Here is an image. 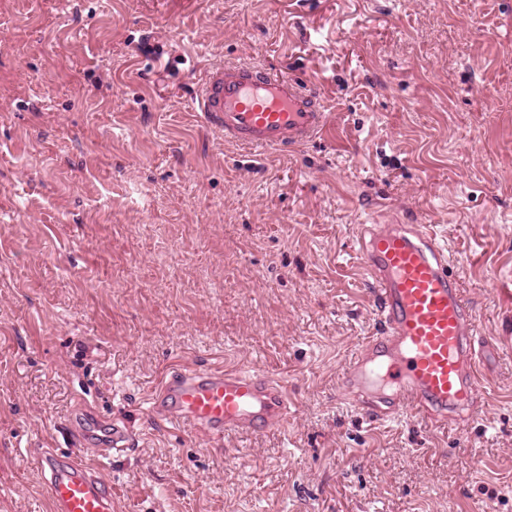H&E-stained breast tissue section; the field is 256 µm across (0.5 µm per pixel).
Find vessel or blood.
I'll use <instances>...</instances> for the list:
<instances>
[{"label":"vessel or blood","mask_w":512,"mask_h":512,"mask_svg":"<svg viewBox=\"0 0 512 512\" xmlns=\"http://www.w3.org/2000/svg\"><path fill=\"white\" fill-rule=\"evenodd\" d=\"M195 102L203 124L225 142L252 150H291L326 128L319 93L254 62L215 65ZM360 261L374 291L381 330L350 361L342 385L372 420L409 410L431 424L468 420L480 403L472 315L453 277L454 259L425 227H373L360 239ZM157 420L214 438L281 428L288 419L282 381L241 369L175 367L148 401ZM69 434L99 460L124 455L137 439L99 411L71 421ZM50 512H112V490L84 456L33 448Z\"/></svg>","instance_id":"vessel-or-blood-1"}]
</instances>
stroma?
<instances>
[{
    "label": "stroma",
    "instance_id": "1",
    "mask_svg": "<svg viewBox=\"0 0 512 512\" xmlns=\"http://www.w3.org/2000/svg\"><path fill=\"white\" fill-rule=\"evenodd\" d=\"M306 77L327 128L225 143L216 64ZM445 242L481 343L466 423L345 395L378 329L362 225ZM288 384L287 424L204 437L145 399L172 366ZM124 420L113 512H512V0H0V512H47L30 448Z\"/></svg>",
    "mask_w": 512,
    "mask_h": 512
}]
</instances>
